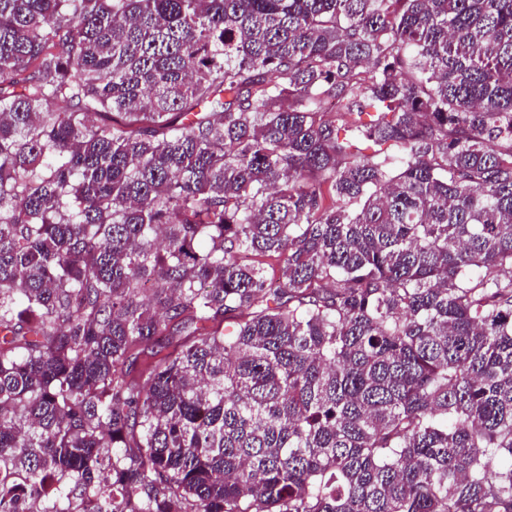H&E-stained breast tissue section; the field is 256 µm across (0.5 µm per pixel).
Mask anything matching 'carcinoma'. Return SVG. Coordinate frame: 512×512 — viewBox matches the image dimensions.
Returning a JSON list of instances; mask_svg holds the SVG:
<instances>
[{"instance_id": "1", "label": "carcinoma", "mask_w": 512, "mask_h": 512, "mask_svg": "<svg viewBox=\"0 0 512 512\" xmlns=\"http://www.w3.org/2000/svg\"><path fill=\"white\" fill-rule=\"evenodd\" d=\"M0 512H512V0H0Z\"/></svg>"}]
</instances>
